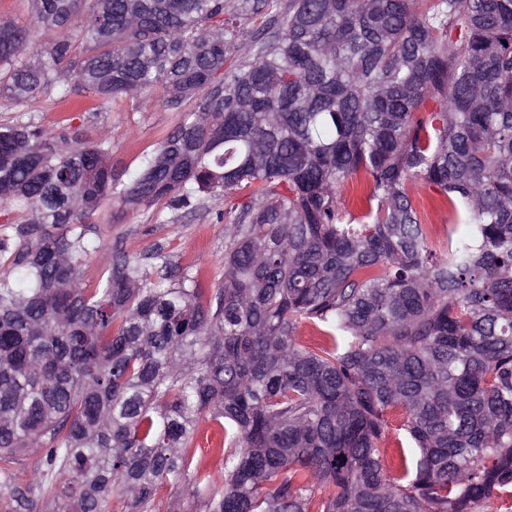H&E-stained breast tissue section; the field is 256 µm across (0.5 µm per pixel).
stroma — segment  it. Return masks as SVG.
Wrapping results in <instances>:
<instances>
[{"instance_id":"obj_1","label":"stroma","mask_w":512,"mask_h":512,"mask_svg":"<svg viewBox=\"0 0 512 512\" xmlns=\"http://www.w3.org/2000/svg\"><path fill=\"white\" fill-rule=\"evenodd\" d=\"M33 119L52 128L71 120L90 133L109 130L112 136V164L116 170H134L145 153L152 151L181 121L182 115L164 107L161 99L150 105L123 98L112 101L103 112H79L74 100L61 101L45 95L24 105L1 110V120ZM223 201L205 199L201 208L171 210L165 203L130 208L107 202L91 218L92 236L104 249L121 248L140 259L149 271L169 265L174 277L203 268L212 280L224 273V222L219 214Z\"/></svg>"}]
</instances>
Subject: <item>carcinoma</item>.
I'll return each mask as SVG.
<instances>
[{
  "label": "carcinoma",
  "mask_w": 512,
  "mask_h": 512,
  "mask_svg": "<svg viewBox=\"0 0 512 512\" xmlns=\"http://www.w3.org/2000/svg\"><path fill=\"white\" fill-rule=\"evenodd\" d=\"M31 4L28 26L0 19L1 107L75 87L90 112L156 88L199 103L132 172L104 129L0 123L4 512L512 500V0ZM33 29L49 49L28 61ZM415 182L468 234L436 250ZM201 193L224 199L212 288L90 236L108 201ZM397 411L420 451L400 478ZM203 412L218 475L190 452Z\"/></svg>",
  "instance_id": "obj_1"
}]
</instances>
